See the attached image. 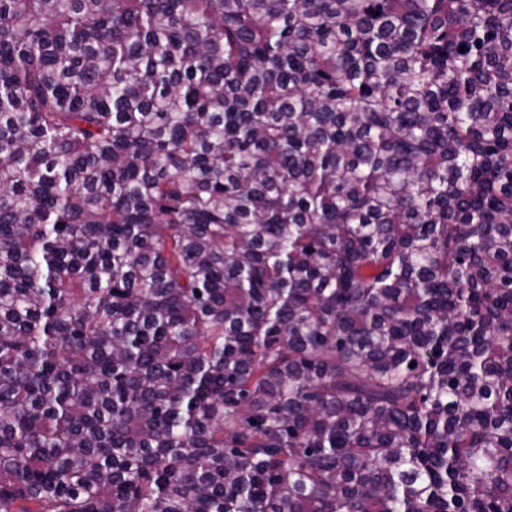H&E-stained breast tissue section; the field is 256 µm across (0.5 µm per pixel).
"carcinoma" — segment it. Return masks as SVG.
<instances>
[{"label":"carcinoma","instance_id":"1","mask_svg":"<svg viewBox=\"0 0 512 512\" xmlns=\"http://www.w3.org/2000/svg\"><path fill=\"white\" fill-rule=\"evenodd\" d=\"M0 512H512V0H0Z\"/></svg>","mask_w":512,"mask_h":512}]
</instances>
